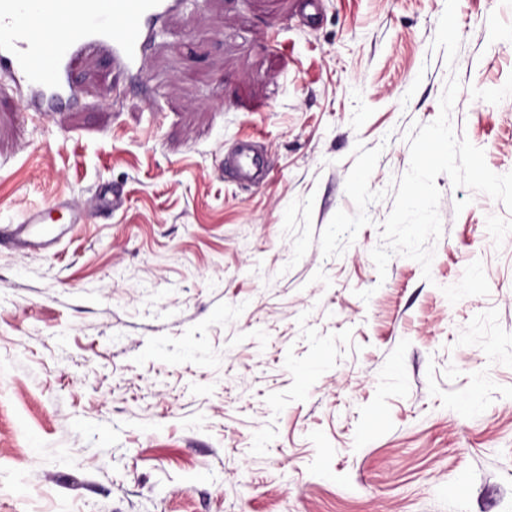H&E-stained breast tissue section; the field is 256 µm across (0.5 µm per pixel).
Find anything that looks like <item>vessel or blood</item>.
I'll return each mask as SVG.
<instances>
[{"mask_svg": "<svg viewBox=\"0 0 512 512\" xmlns=\"http://www.w3.org/2000/svg\"><path fill=\"white\" fill-rule=\"evenodd\" d=\"M182 0H0V72L31 92L30 111L43 102L66 105L78 96L70 82L74 60L107 52L116 70L141 72L155 27ZM259 141L240 139L224 154V175L241 185L265 179Z\"/></svg>", "mask_w": 512, "mask_h": 512, "instance_id": "1", "label": "vessel or blood"}]
</instances>
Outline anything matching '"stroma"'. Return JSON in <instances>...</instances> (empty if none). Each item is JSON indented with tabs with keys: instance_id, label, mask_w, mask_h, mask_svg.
I'll return each mask as SVG.
<instances>
[{
	"instance_id": "obj_1",
	"label": "stroma",
	"mask_w": 512,
	"mask_h": 512,
	"mask_svg": "<svg viewBox=\"0 0 512 512\" xmlns=\"http://www.w3.org/2000/svg\"><path fill=\"white\" fill-rule=\"evenodd\" d=\"M319 2L0 77V512H512V0ZM264 150L256 139H240L224 152V176L241 185H260L266 174L261 166Z\"/></svg>"
}]
</instances>
